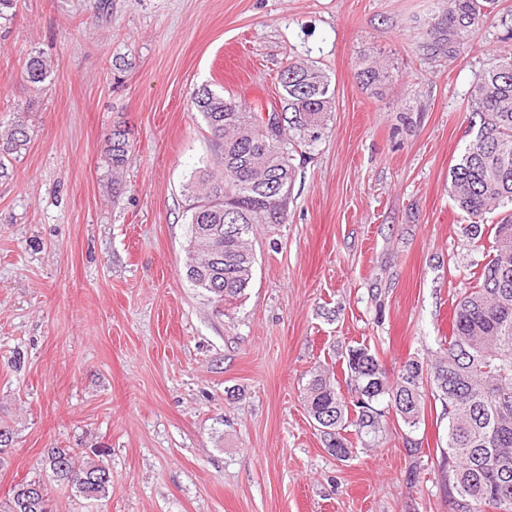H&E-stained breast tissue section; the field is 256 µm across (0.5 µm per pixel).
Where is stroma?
I'll return each mask as SVG.
<instances>
[{"label":"stroma","mask_w":512,"mask_h":512,"mask_svg":"<svg viewBox=\"0 0 512 512\" xmlns=\"http://www.w3.org/2000/svg\"><path fill=\"white\" fill-rule=\"evenodd\" d=\"M502 7L454 59L428 49L447 0H16L0 17V125L20 115L33 133L0 180V502L27 479L54 512H453L440 404L412 431L388 415L379 446L339 460L304 387L358 344L392 377L433 359L454 295L491 258L448 174L474 136L473 75L512 30ZM34 53L52 69L40 84ZM291 61L326 71L335 110L294 160L286 221L253 226L252 281L219 315L184 269L185 186L219 155L193 93L264 111ZM370 64L385 84L360 83ZM116 125L130 141L117 175ZM50 448L103 449L110 498L47 480ZM109 143V156L112 163L113 174H118L125 166L129 153L128 133L121 126H114L107 139Z\"/></svg>","instance_id":"35a3bbf8"}]
</instances>
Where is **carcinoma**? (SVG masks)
<instances>
[{
	"label": "carcinoma",
	"mask_w": 512,
	"mask_h": 512,
	"mask_svg": "<svg viewBox=\"0 0 512 512\" xmlns=\"http://www.w3.org/2000/svg\"><path fill=\"white\" fill-rule=\"evenodd\" d=\"M499 0H448L446 22L436 50L455 57L488 21ZM33 84L50 70L41 56L26 62ZM366 86H377L385 73L374 66L358 71ZM281 93L275 108L284 116L281 145L266 141L258 112L200 87L193 96L196 111L219 148L218 173L192 181L188 220L186 278L221 312L219 302L240 299L254 268L249 234L254 224H281L287 217L294 181V153L317 142L333 111L334 92L328 77L313 64L290 62L280 71ZM470 127L476 135L449 171L448 193L471 220L472 240H481L483 215L512 206V53L506 61L474 74L467 100ZM31 141L18 120L0 131V179ZM112 175L125 166L129 138L119 126L108 135ZM493 257L477 272L476 285L455 305L448 346L433 360L409 359L390 378L377 352L365 345L348 349L345 367L354 391L346 400L327 371L317 368L305 388L309 416L323 428L328 452L338 459L351 454L345 431L377 445L385 432L386 410L409 428L421 417L426 399L441 404L448 420L446 449L441 451L442 477L456 512H512V213L494 225ZM45 471L68 481L79 496L101 501L109 496L112 476L105 465L76 464L66 448H50ZM22 481L0 512H53L49 499H30Z\"/></svg>",
	"instance_id": "1"
}]
</instances>
